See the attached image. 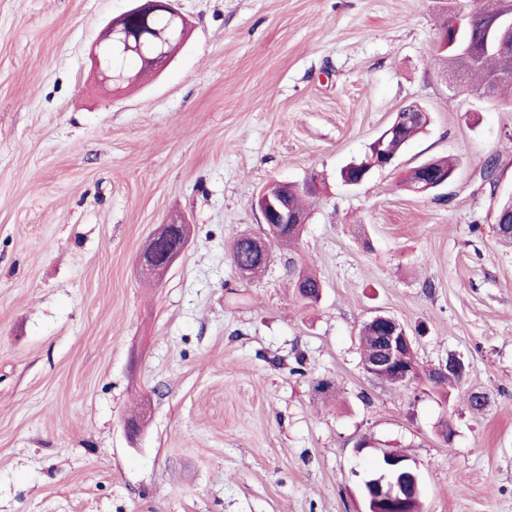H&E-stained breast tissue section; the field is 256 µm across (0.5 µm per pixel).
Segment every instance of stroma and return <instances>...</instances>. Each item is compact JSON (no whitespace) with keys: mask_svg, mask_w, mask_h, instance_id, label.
<instances>
[{"mask_svg":"<svg viewBox=\"0 0 512 512\" xmlns=\"http://www.w3.org/2000/svg\"><path fill=\"white\" fill-rule=\"evenodd\" d=\"M130 6L0 0V512H361L380 448L416 462L423 512H512V105L438 62L472 0H178L185 46L117 92L90 50ZM411 103L429 123L395 166L343 184ZM440 157L448 186H403ZM312 177L299 239L241 278L229 247L264 235L260 190ZM172 220L187 248L146 279ZM378 313L423 368L462 358L460 389L368 375ZM170 224H183L182 222L172 221L157 230L147 241L140 254V264L143 270L154 275L161 280L163 276L174 266L177 260L182 256L186 249L187 227L185 234L182 231L181 239L172 247L165 243V230ZM292 285L299 299L308 303L319 300L320 288H322L320 280L303 269H298L295 272Z\"/></svg>","mask_w":512,"mask_h":512,"instance_id":"35a3bbf8","label":"stroma"}]
</instances>
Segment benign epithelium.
Here are the masks:
<instances>
[{
  "label": "benign epithelium",
  "mask_w": 512,
  "mask_h": 512,
  "mask_svg": "<svg viewBox=\"0 0 512 512\" xmlns=\"http://www.w3.org/2000/svg\"><path fill=\"white\" fill-rule=\"evenodd\" d=\"M133 5L127 11L131 17H141L151 14L161 8L183 24V30H188L186 18L175 7L176 0H132ZM458 21L448 20L451 32H443L439 51L465 52L457 45ZM486 49L494 50L498 44L507 38L512 39V6H507L495 18L486 22ZM108 29L112 42L125 50L132 49L131 34L125 27L115 22H109ZM425 114L420 111L398 112L390 125L372 145V156L364 164L351 163L345 167L343 181L356 186L361 184L373 170H381L393 165L397 154L389 155L384 150L385 142L400 136L401 131L411 123H421ZM416 176L408 189L417 194L427 193L435 188L444 186L451 181L445 171H438L430 162H425L414 168ZM262 221L270 232L266 237L253 238L254 244L266 256L271 254L273 234L277 224H304L306 215L299 214L288 208V201L274 184L262 189L256 200ZM168 225H162L147 241L140 254V264L147 273L161 279L174 266L186 249V237H181L178 243L169 247L165 243V230ZM372 322L382 328L375 355L362 358L363 369L371 377L386 380L394 376L395 381L410 384L418 380L419 368L413 365L401 364L403 351H409L410 357H415L413 341L405 326L396 318L389 315H377ZM465 373L462 359L454 358L440 363L430 370L429 380H446L451 372ZM380 469L384 475L378 479H368L361 485V494L366 505L365 512H406L407 505L421 493V479L417 468L413 466L406 455L395 451L385 450L380 456Z\"/></svg>",
  "instance_id": "7a95c632"
}]
</instances>
